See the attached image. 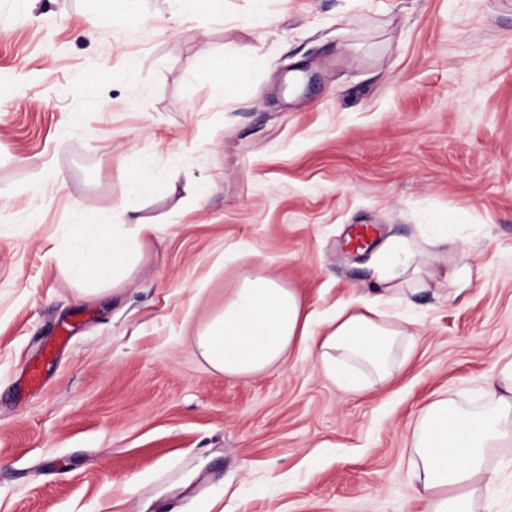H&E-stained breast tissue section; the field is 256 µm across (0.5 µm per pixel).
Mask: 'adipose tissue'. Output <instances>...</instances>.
<instances>
[{
  "label": "adipose tissue",
  "mask_w": 512,
  "mask_h": 512,
  "mask_svg": "<svg viewBox=\"0 0 512 512\" xmlns=\"http://www.w3.org/2000/svg\"><path fill=\"white\" fill-rule=\"evenodd\" d=\"M156 225L115 211L112 231L86 240L74 237L73 271L93 273L98 283H119L136 248L151 240ZM448 244V227L434 224L420 243L398 242L380 256L379 292L374 301L401 303L425 291L433 277L428 252ZM371 301V302H374ZM370 301L346 304L323 321H314L297 291L280 278L242 267L224 294V306L192 332L199 355L216 372L249 378L286 363L293 351L315 355L334 382L356 386L354 367L375 383L393 380L392 359L407 331L369 315ZM505 395H498V387ZM501 386H489L492 399L470 410L445 398L424 406L410 442L414 476L424 492L423 512H474V501L487 478L488 449L512 444V374Z\"/></svg>",
  "instance_id": "1"
}]
</instances>
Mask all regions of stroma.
<instances>
[{"label": "stroma", "instance_id": "stroma-1", "mask_svg": "<svg viewBox=\"0 0 512 512\" xmlns=\"http://www.w3.org/2000/svg\"><path fill=\"white\" fill-rule=\"evenodd\" d=\"M253 8L0 0V512H421L420 408L478 405L512 369V0ZM137 153L154 183L133 196ZM122 208L156 236L84 297L73 227ZM425 224L448 227L450 277L381 305L412 333L393 383L355 394L296 352L227 378L193 349L230 252L318 317ZM486 464L475 512H512V446Z\"/></svg>", "mask_w": 512, "mask_h": 512}]
</instances>
